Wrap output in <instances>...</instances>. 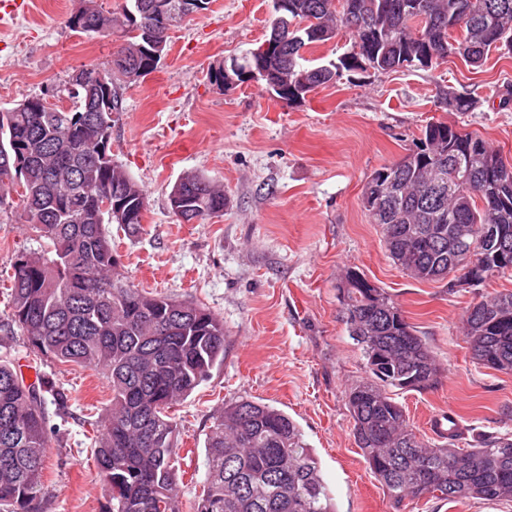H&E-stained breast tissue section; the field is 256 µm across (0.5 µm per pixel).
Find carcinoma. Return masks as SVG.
Masks as SVG:
<instances>
[{
  "label": "carcinoma",
  "mask_w": 512,
  "mask_h": 512,
  "mask_svg": "<svg viewBox=\"0 0 512 512\" xmlns=\"http://www.w3.org/2000/svg\"><path fill=\"white\" fill-rule=\"evenodd\" d=\"M184 0H130L118 13L95 0L73 13V30L125 44L99 78L84 85L81 69L66 82L68 109L38 107L28 97L0 111V207L10 184L24 188L25 222L51 246V256L21 252L13 263L5 332L20 328L32 352L62 365L93 367L112 392L93 458L109 488L112 512H179L178 426L168 410L224 363V321L210 310L151 294L117 271L109 213L103 198L118 184L124 231L140 229L145 196L112 163V122L123 111L114 75L136 80L157 69V45L175 26ZM266 39L281 45L261 60L248 53L210 72L212 82L248 81L265 71L267 91L293 105L346 72H400L430 53L426 68L459 58L482 66L493 50L512 52V0H288L273 9ZM349 34L352 50L336 61L306 66L304 52ZM445 106L465 112L473 100L446 93ZM469 175L463 188L455 162ZM395 179V195L367 209L381 228L391 259L410 277L443 281L478 254L451 246L456 229H470L466 245L481 246V229L497 224L512 239V167L488 143L443 121L426 125L413 161L374 172L369 183ZM177 219L196 222L224 212V192L188 174L173 186ZM365 274L346 271L340 285L349 336L360 347L371 379L346 392L354 439L387 496L399 504L428 496L438 501H512V435H481L456 447L460 432L431 446L407 423L391 390L422 391L440 374L429 346L398 304L380 287L360 288ZM463 319L471 358L512 373V291L479 301ZM65 393L42 375L26 385L19 366L0 361V512H24L40 494L49 448L45 408H60ZM207 475L196 512H335L318 461L296 422L283 411L241 399L224 409L206 441Z\"/></svg>",
  "instance_id": "1"
}]
</instances>
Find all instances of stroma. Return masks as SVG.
<instances>
[{"instance_id":"stroma-1","label":"stroma","mask_w":512,"mask_h":512,"mask_svg":"<svg viewBox=\"0 0 512 512\" xmlns=\"http://www.w3.org/2000/svg\"><path fill=\"white\" fill-rule=\"evenodd\" d=\"M0 20V110L42 94L72 102L62 87L84 65L109 62L123 43L71 29L82 0H26ZM272 0H211L207 10L168 32L157 69L125 84L124 110L112 126V160L142 188L140 232L111 225L127 281L149 292L205 306L223 319L224 363L170 415L178 424L179 512H195L206 478V438L226 404L273 405L299 425L336 512H512V501L394 505L353 436L346 390L369 373L351 339L339 285L347 268L362 271L403 310L433 352L437 383L397 390L409 424L441 442L432 424L454 413L459 447L481 434H512V374L476 364L461 318L480 297L512 291V270L476 291L409 277L389 257L362 192L371 175L414 150L427 123L445 121L479 135L512 163V53H492L471 69L456 58L430 70L344 74L304 102L286 104L252 80L233 88L212 69L257 48L269 31ZM473 97L474 109L448 111V90ZM197 173L224 189V211L178 223L168 195ZM43 254L46 241L14 205L0 207V321L9 311L8 276L19 251ZM37 364L64 390L48 405L50 450L44 485L30 512H108L104 479L93 463L95 422L112 397L97 371L34 362L21 331L0 339V360Z\"/></svg>"}]
</instances>
